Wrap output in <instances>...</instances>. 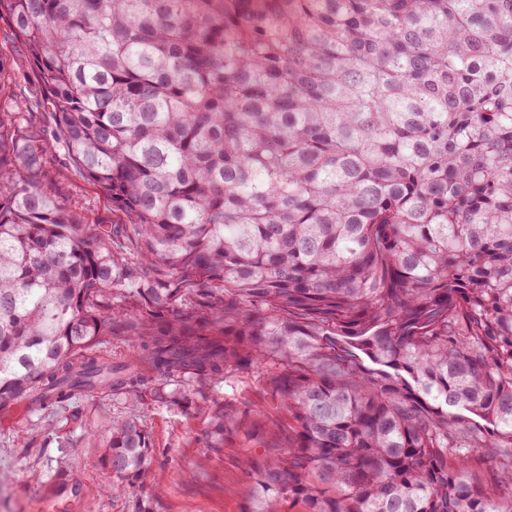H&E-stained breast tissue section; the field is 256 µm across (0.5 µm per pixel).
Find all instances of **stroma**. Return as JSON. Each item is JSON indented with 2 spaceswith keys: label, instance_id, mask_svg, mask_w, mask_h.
<instances>
[{
  "label": "stroma",
  "instance_id": "1",
  "mask_svg": "<svg viewBox=\"0 0 512 512\" xmlns=\"http://www.w3.org/2000/svg\"><path fill=\"white\" fill-rule=\"evenodd\" d=\"M24 57L23 46L0 22L6 102L51 125L39 75L24 65ZM49 152L52 169L64 177L66 204L82 212L88 225L104 214L113 224L124 223V216L110 212L106 199L70 165L62 148L53 145ZM216 390L248 414L220 441L207 437L210 413L200 401L183 407L147 395L116 399L102 390L58 409L37 412L21 402L0 411V512H38L36 505L48 496L55 477L79 491L78 512H137V496L106 495L112 475L101 462L102 430L128 415L140 418L154 448L152 478L159 492L150 502L152 512H245L254 486L241 460L274 438L282 410L252 372L232 375Z\"/></svg>",
  "mask_w": 512,
  "mask_h": 512
}]
</instances>
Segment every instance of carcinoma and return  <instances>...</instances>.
<instances>
[{
	"mask_svg": "<svg viewBox=\"0 0 512 512\" xmlns=\"http://www.w3.org/2000/svg\"><path fill=\"white\" fill-rule=\"evenodd\" d=\"M71 165L0 105V409L89 391L288 423L245 512H512V0H0ZM137 351L112 363L117 330ZM481 457L485 484L470 466ZM112 421L114 496L147 485ZM50 162L55 172L63 177L62 196L66 204L82 212L90 227L96 225L101 215H107L109 204L75 169L70 165L67 154L57 146L53 137L50 141Z\"/></svg>",
	"mask_w": 512,
	"mask_h": 512,
	"instance_id": "carcinoma-1",
	"label": "carcinoma"
}]
</instances>
